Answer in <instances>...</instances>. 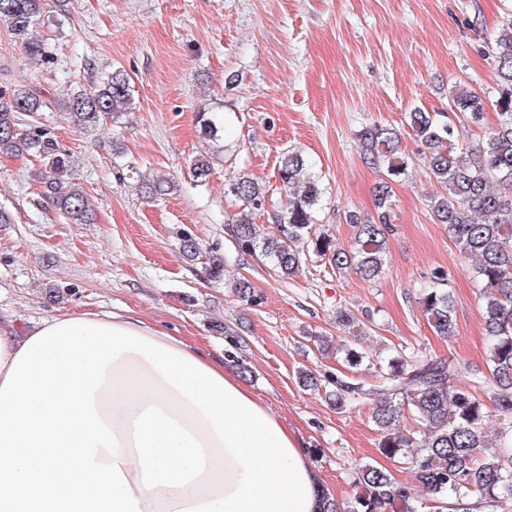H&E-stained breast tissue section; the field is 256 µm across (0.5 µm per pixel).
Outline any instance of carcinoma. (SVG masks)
Listing matches in <instances>:
<instances>
[{
    "label": "carcinoma",
    "instance_id": "cac0c4a2",
    "mask_svg": "<svg viewBox=\"0 0 512 512\" xmlns=\"http://www.w3.org/2000/svg\"><path fill=\"white\" fill-rule=\"evenodd\" d=\"M70 0H0V22L20 41L33 59H52L47 41L38 35L44 20L68 13ZM497 86L495 107L498 121L476 142L461 138L462 128L482 124L487 109L485 97L464 84L452 86L449 98L453 116L415 108L407 113V125L426 152L433 178L446 192L430 200V209L460 254L475 259L474 274L483 290L484 327L488 341L486 365L489 375H477L472 387L453 383L457 364L451 359L418 361L404 350H394L379 361L382 382L328 378L335 385L329 392L336 408L356 402H372L371 419L379 434V453L387 458L408 459L419 488L442 504L454 498H474L486 504L512 499V11L506 13L498 34L487 42ZM134 99L130 78L121 71L107 74L90 89L75 91L67 111L73 125L97 127L131 110ZM49 108V101L27 89L0 90V154L32 156L40 167L35 181L41 193L72 224L92 223L91 208L82 186L72 182L74 160L55 131L24 117ZM201 136L218 139L224 132V117L203 112ZM359 139L364 159L382 170L375 187V214L351 212L347 223L354 229L351 250L338 249L329 236L316 230V213L324 196L319 177L299 151L280 157L277 173L283 188L292 194L288 210L280 216L276 230L254 223V211L262 205L266 189L249 174H239L224 184V194L240 203L228 232L241 253L264 256L274 274L288 280L298 274L311 252L338 270L351 269L364 281L383 272L386 244L393 234L394 185L408 175L410 157L402 147V133L394 127L374 124L362 128ZM209 153L190 162L195 183L212 176ZM141 197L157 200L179 191L173 178L138 180ZM180 249L197 261L202 255L197 240L186 235ZM209 276L221 280L227 269L224 259L208 252ZM418 300L433 332L443 338L454 333V300L447 272L434 269L419 289ZM336 322L354 337L364 334L363 322L350 311H339ZM323 353L342 355L345 368L359 374L368 353L350 345H334L318 338ZM489 394L485 400L478 389ZM498 416L495 444L488 443V405ZM412 426H400L402 411ZM356 493L349 505L340 507L327 488H322L319 512H413L412 489L398 483L391 473L363 464L354 477Z\"/></svg>",
    "mask_w": 512,
    "mask_h": 512
}]
</instances>
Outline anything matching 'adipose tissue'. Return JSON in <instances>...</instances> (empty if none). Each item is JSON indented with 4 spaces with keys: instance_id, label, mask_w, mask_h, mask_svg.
Listing matches in <instances>:
<instances>
[{
    "instance_id": "1",
    "label": "adipose tissue",
    "mask_w": 512,
    "mask_h": 512,
    "mask_svg": "<svg viewBox=\"0 0 512 512\" xmlns=\"http://www.w3.org/2000/svg\"><path fill=\"white\" fill-rule=\"evenodd\" d=\"M81 320L114 325L196 359L247 399L252 389L201 346L172 335L157 322L129 310L81 313ZM61 315L37 320L26 333L0 325V383L29 337L57 326ZM94 408L119 442L118 456L99 449L96 462L118 463L140 512H182L231 494L242 466L228 455L205 415L158 375L144 356L124 352L105 371Z\"/></svg>"
}]
</instances>
